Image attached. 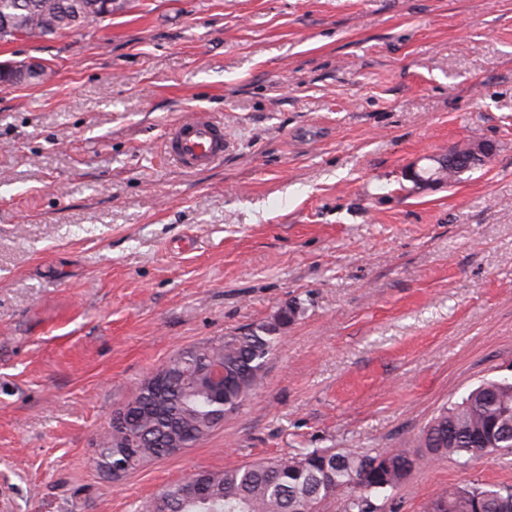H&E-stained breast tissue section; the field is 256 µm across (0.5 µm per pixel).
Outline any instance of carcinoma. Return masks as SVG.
<instances>
[{"mask_svg": "<svg viewBox=\"0 0 512 512\" xmlns=\"http://www.w3.org/2000/svg\"><path fill=\"white\" fill-rule=\"evenodd\" d=\"M101 0H0V40L20 27H38L47 18L57 21L55 33L87 28L105 21ZM300 313L289 304L274 315L275 322L232 332L222 338L180 351L162 363L154 375H175L176 381L158 394L142 382L128 401L129 430L140 447L117 455L109 447L117 434L99 440L95 465L109 474L113 467L130 472L164 456L195 447L217 426L215 412L237 410L263 379L274 334ZM224 369V382L211 377V368ZM489 426L512 432V380H484L457 402L442 408L424 428L419 453L410 448H385L369 455L353 448H306L273 461L224 470H200L165 486L138 506V512H322L323 505L347 492L342 512H377L374 500L398 489L424 460L450 457L470 460L492 455L476 434ZM205 486L202 499L183 491L191 484ZM512 512V487L467 483L431 498L423 512Z\"/></svg>", "mask_w": 512, "mask_h": 512, "instance_id": "carcinoma-1", "label": "carcinoma"}]
</instances>
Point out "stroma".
<instances>
[{
	"instance_id": "1",
	"label": "stroma",
	"mask_w": 512,
	"mask_h": 512,
	"mask_svg": "<svg viewBox=\"0 0 512 512\" xmlns=\"http://www.w3.org/2000/svg\"><path fill=\"white\" fill-rule=\"evenodd\" d=\"M0 512H136L197 469L417 446L512 378V0H115L99 26L0 41ZM224 160L167 163L169 123ZM474 139L494 156L419 188ZM295 304L262 383L197 446L114 479L113 411L182 349ZM512 453L425 461L378 512ZM164 155L184 172L212 169L224 160V125L208 112H193L167 129Z\"/></svg>"
}]
</instances>
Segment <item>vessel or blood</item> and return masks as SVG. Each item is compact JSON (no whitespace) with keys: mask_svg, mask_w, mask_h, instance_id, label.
Listing matches in <instances>:
<instances>
[{"mask_svg":"<svg viewBox=\"0 0 512 512\" xmlns=\"http://www.w3.org/2000/svg\"><path fill=\"white\" fill-rule=\"evenodd\" d=\"M164 154L188 173L214 168L224 159V127L209 113H191L167 129Z\"/></svg>","mask_w":512,"mask_h":512,"instance_id":"b4317fda","label":"vessel or blood"}]
</instances>
